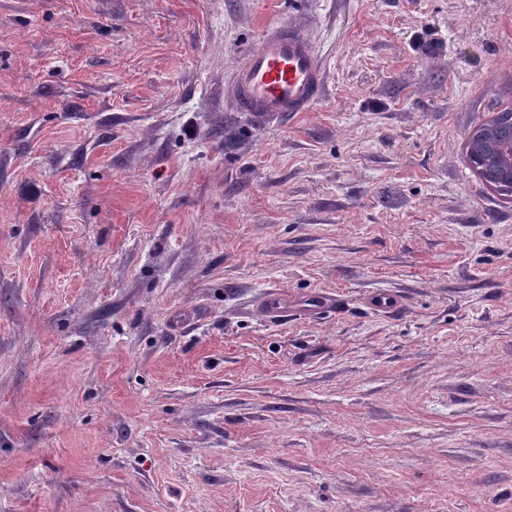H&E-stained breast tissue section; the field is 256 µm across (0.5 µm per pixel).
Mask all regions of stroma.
<instances>
[{"label": "stroma", "mask_w": 512, "mask_h": 512, "mask_svg": "<svg viewBox=\"0 0 512 512\" xmlns=\"http://www.w3.org/2000/svg\"><path fill=\"white\" fill-rule=\"evenodd\" d=\"M507 109L512 0H0V512H512ZM323 73V63L303 30L270 23L234 73L236 108L259 119L308 112L322 95ZM496 116V115H495ZM492 117L486 124L482 125L475 133H468L466 136V146L468 157L477 170L476 174L491 188H495L500 192L511 193L512 184L509 188L505 182L512 180V142L503 135L498 127L499 119ZM482 154H490L495 157L496 161L499 156L504 159L503 164L497 163V172L500 179L492 175V160L485 159L483 162L476 161ZM481 168V169H480ZM502 180V181H501ZM504 181V182H503Z\"/></svg>", "instance_id": "1"}]
</instances>
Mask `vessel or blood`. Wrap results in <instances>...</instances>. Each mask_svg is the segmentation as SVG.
Masks as SVG:
<instances>
[{"mask_svg": "<svg viewBox=\"0 0 512 512\" xmlns=\"http://www.w3.org/2000/svg\"><path fill=\"white\" fill-rule=\"evenodd\" d=\"M323 73L303 30L271 23L234 73L236 108L259 119L309 111L322 95Z\"/></svg>", "mask_w": 512, "mask_h": 512, "instance_id": "obj_1", "label": "vessel or blood"}]
</instances>
